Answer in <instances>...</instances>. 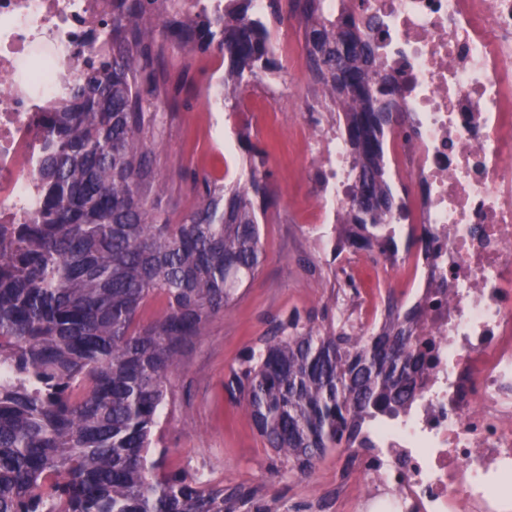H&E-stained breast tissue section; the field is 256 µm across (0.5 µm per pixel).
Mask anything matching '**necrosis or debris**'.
Wrapping results in <instances>:
<instances>
[{"mask_svg": "<svg viewBox=\"0 0 512 512\" xmlns=\"http://www.w3.org/2000/svg\"><path fill=\"white\" fill-rule=\"evenodd\" d=\"M402 105L387 132L391 178L414 185L390 220L423 237L413 256L390 244L373 260L382 286L366 299L380 328L385 288L420 307L435 345L414 398L374 420L345 449L356 500L340 512H512V0H351ZM112 32V0H0V223L35 209L43 134L35 119L60 102ZM317 229L336 240L350 145L313 116Z\"/></svg>", "mask_w": 512, "mask_h": 512, "instance_id": "4bbe7bcc", "label": "necrosis or debris"}]
</instances>
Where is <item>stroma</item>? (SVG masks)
Returning a JSON list of instances; mask_svg holds the SVG:
<instances>
[{"label":"stroma","mask_w":512,"mask_h":512,"mask_svg":"<svg viewBox=\"0 0 512 512\" xmlns=\"http://www.w3.org/2000/svg\"><path fill=\"white\" fill-rule=\"evenodd\" d=\"M169 62L182 65L189 76L159 106L164 118L155 155L172 220L197 204L183 172L206 173L226 183L246 180L251 144L268 150L265 168L277 204L265 214L259 272L240 288L226 313L211 322L170 378L176 404L164 424V464L209 474L215 484L262 486L278 512H336L346 485L335 454H328L307 477L285 469L271 475L270 450L244 409L224 393L228 368L247 346L269 335L276 322L293 314L307 317L327 304L340 313L357 311L356 298L343 286L341 264L359 266L364 292L378 285L375 271L358 254L344 255L337 263L332 252L313 241L317 189L301 129L309 113L320 111L319 93L308 76L302 87H295L297 62L291 56L282 59L277 73L249 85L236 107L213 109L207 98L224 74L223 57L185 48L173 52ZM256 113L267 117L258 131L252 122Z\"/></svg>","instance_id":"obj_1"}]
</instances>
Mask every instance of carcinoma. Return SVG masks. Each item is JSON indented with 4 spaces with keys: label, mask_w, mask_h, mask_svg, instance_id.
<instances>
[{
    "label": "carcinoma",
    "mask_w": 512,
    "mask_h": 512,
    "mask_svg": "<svg viewBox=\"0 0 512 512\" xmlns=\"http://www.w3.org/2000/svg\"><path fill=\"white\" fill-rule=\"evenodd\" d=\"M325 104L351 132V204L340 223L357 251L384 242L394 210L383 137L394 89L354 13L288 0ZM113 0L112 54L91 59L59 106L37 123L39 203L0 224V512H272L258 487L213 484L164 467L170 375L210 321L258 273L261 214L275 195L266 151L252 148L243 184L189 174L195 208L173 222L153 141L168 86L163 60L181 47L217 49L221 98L236 104L281 69L270 18L254 0ZM154 299L161 310L145 319ZM388 304L384 332L350 318L322 327L291 316L228 370L224 390L301 476L410 396L433 342Z\"/></svg>",
    "instance_id": "1"
}]
</instances>
